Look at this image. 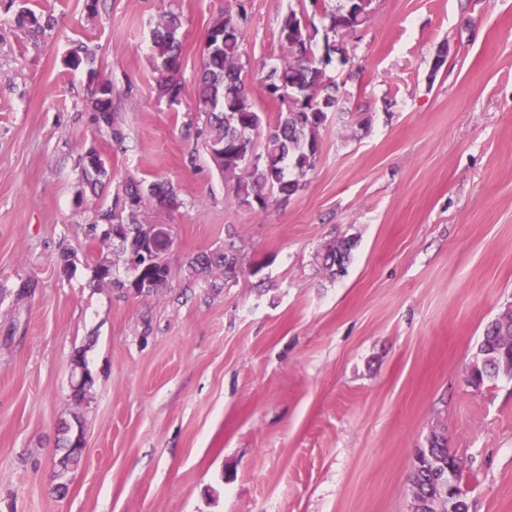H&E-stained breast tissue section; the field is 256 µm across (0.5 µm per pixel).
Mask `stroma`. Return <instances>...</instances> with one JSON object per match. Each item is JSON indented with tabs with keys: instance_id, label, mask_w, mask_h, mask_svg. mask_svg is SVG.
Here are the masks:
<instances>
[{
	"instance_id": "35a3bbf8",
	"label": "stroma",
	"mask_w": 512,
	"mask_h": 512,
	"mask_svg": "<svg viewBox=\"0 0 512 512\" xmlns=\"http://www.w3.org/2000/svg\"><path fill=\"white\" fill-rule=\"evenodd\" d=\"M0 0V512H409L431 432L462 462L470 512H512V377L468 381L485 325L512 304V0H374L329 66L340 109L288 201L239 205L205 149L191 88L210 23L248 21L242 76L264 78L308 0ZM28 8L39 31L18 26ZM182 14L178 102L157 96L151 33ZM78 43L112 83L91 107ZM368 117L367 126L357 124ZM108 176L94 192L80 157ZM168 181L165 287L95 280L128 180ZM356 241L345 273L329 241ZM233 246L235 280L189 260ZM93 384L74 401V363ZM84 448L60 473L62 425ZM90 83L92 85L91 104L96 112V121L112 129L115 122L112 111V84L108 79L100 78L95 72L90 74ZM354 248L355 241L353 238L344 237L329 242L317 256L319 270L331 278L341 275L350 262Z\"/></svg>"
}]
</instances>
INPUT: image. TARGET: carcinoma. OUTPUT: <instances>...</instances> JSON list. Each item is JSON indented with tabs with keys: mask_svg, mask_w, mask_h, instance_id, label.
Returning <instances> with one entry per match:
<instances>
[{
	"mask_svg": "<svg viewBox=\"0 0 512 512\" xmlns=\"http://www.w3.org/2000/svg\"><path fill=\"white\" fill-rule=\"evenodd\" d=\"M374 0H343L336 9L324 11L327 19L325 62L316 63L307 52L312 48L315 27L294 11L283 19L279 30L282 51L281 67L273 70L264 83L267 97L277 107L275 120L260 134L264 113L254 103L248 84L242 77L241 48L245 39L244 11L231 8L215 18L207 31L204 63L193 89L198 109L207 115V143L224 148V158L216 162L227 181L234 182V198L244 206L264 212L274 202L288 198L300 188V180L315 170L321 152V129L328 113L338 108L336 83L327 75L333 63L348 69L355 77L346 39L372 17ZM180 18L173 11L165 12L151 35V50L159 72L157 93L161 99H179L182 51L179 39ZM91 56L89 48L79 43L69 52L66 63L79 68ZM91 104L98 124L113 129L112 84L90 74ZM125 194L131 200L127 234L116 240L117 257H127L129 247L137 244V208L149 197L157 205H178L172 187L154 182L148 185L130 180ZM355 241L344 237L324 246L317 256L319 270L334 278L345 272ZM189 267L197 273L210 274L218 270L224 282L236 277L238 258L230 250L201 252L191 258ZM470 382L479 385L504 373L512 375V309L506 308L485 328L478 344L475 361L471 364ZM65 453L59 460L60 474L77 461L83 433L73 435L64 429ZM461 472L460 459L448 448L447 438L434 432L427 446L415 449L410 470L411 507L428 502L432 512H469L462 490H445L448 471Z\"/></svg>",
	"mask_w": 512,
	"mask_h": 512,
	"instance_id": "cac0c4a2",
	"label": "carcinoma"
}]
</instances>
